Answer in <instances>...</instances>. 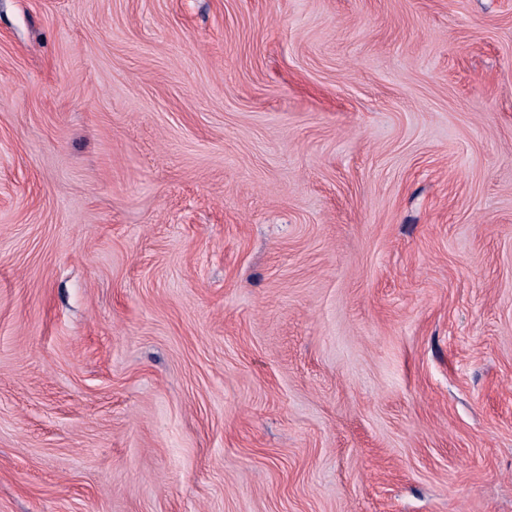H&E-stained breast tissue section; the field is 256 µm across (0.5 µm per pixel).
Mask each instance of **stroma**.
Returning a JSON list of instances; mask_svg holds the SVG:
<instances>
[{
    "label": "stroma",
    "instance_id": "obj_1",
    "mask_svg": "<svg viewBox=\"0 0 512 512\" xmlns=\"http://www.w3.org/2000/svg\"><path fill=\"white\" fill-rule=\"evenodd\" d=\"M0 512H512V0H0Z\"/></svg>",
    "mask_w": 512,
    "mask_h": 512
}]
</instances>
